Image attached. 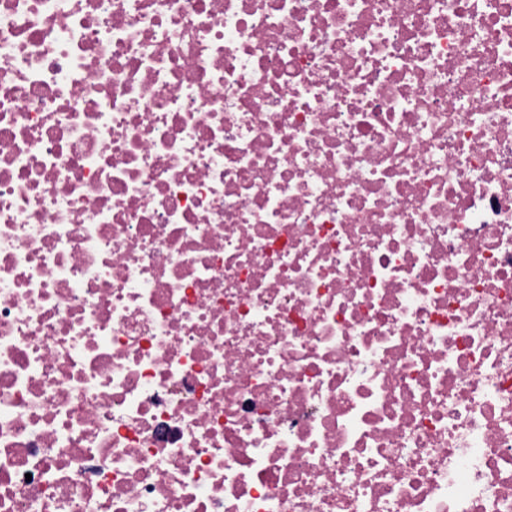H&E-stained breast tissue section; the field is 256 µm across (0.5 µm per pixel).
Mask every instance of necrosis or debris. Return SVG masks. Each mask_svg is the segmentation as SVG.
<instances>
[{
  "mask_svg": "<svg viewBox=\"0 0 512 512\" xmlns=\"http://www.w3.org/2000/svg\"><path fill=\"white\" fill-rule=\"evenodd\" d=\"M0 512H512V0H0Z\"/></svg>",
  "mask_w": 512,
  "mask_h": 512,
  "instance_id": "obj_1",
  "label": "necrosis or debris"
}]
</instances>
